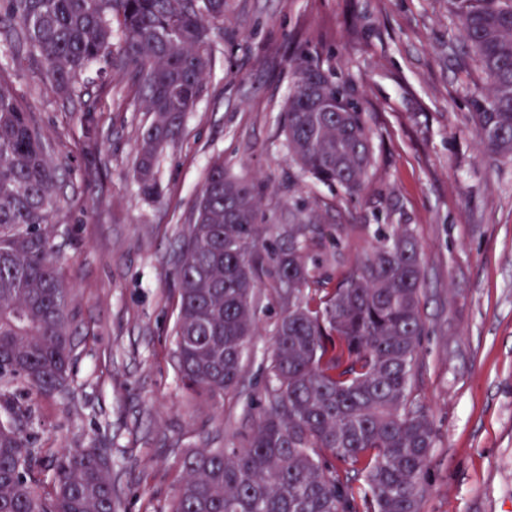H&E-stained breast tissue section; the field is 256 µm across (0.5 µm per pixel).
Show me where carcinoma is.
Listing matches in <instances>:
<instances>
[{
	"mask_svg": "<svg viewBox=\"0 0 512 512\" xmlns=\"http://www.w3.org/2000/svg\"><path fill=\"white\" fill-rule=\"evenodd\" d=\"M461 38L486 80L472 99L482 149L512 156V0H454ZM228 0H0V34L71 94L103 61L138 83L151 115L135 173L155 192L160 152L181 133L203 91L211 26ZM120 33L114 43V33ZM285 106L299 175L353 198L374 165L358 104L306 55ZM61 179L33 113L0 82V512H116L111 468L99 448L66 450L44 466L4 387L63 391L73 354L69 289L48 224ZM264 186L215 162L185 225L177 259L175 366L195 400L214 407L236 389L258 333L256 292L279 289L280 316L258 421L229 448H198L168 512H422L437 434L414 395L422 249L409 224L375 236L334 284L316 251L343 229L288 198L283 224L260 223Z\"/></svg>",
	"mask_w": 512,
	"mask_h": 512,
	"instance_id": "1",
	"label": "carcinoma"
}]
</instances>
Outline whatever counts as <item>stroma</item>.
<instances>
[{"label":"stroma","mask_w":512,"mask_h":512,"mask_svg":"<svg viewBox=\"0 0 512 512\" xmlns=\"http://www.w3.org/2000/svg\"><path fill=\"white\" fill-rule=\"evenodd\" d=\"M208 53L202 94L161 152L149 199L134 159L150 116L131 80L95 66L88 93H61L0 36V75L34 113L62 180L49 231L71 288L68 387L13 389L38 446L103 449L117 512H167L189 450L254 426L280 313L273 289L257 294L261 334L223 407L188 397L174 360L179 235L219 159L264 184L265 219L286 217L295 195L342 228L322 242L333 280L378 226L414 227L428 328L416 395L438 436L424 512H512V157L479 144L470 99L481 77L460 65L452 0H230ZM302 53L346 86L372 130V175L356 198L295 180L284 108Z\"/></svg>","instance_id":"obj_1"}]
</instances>
